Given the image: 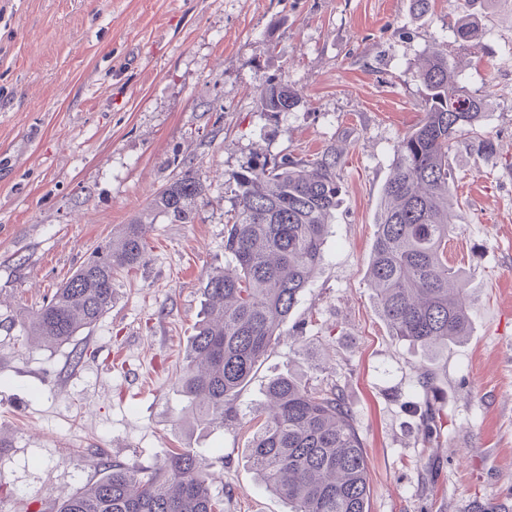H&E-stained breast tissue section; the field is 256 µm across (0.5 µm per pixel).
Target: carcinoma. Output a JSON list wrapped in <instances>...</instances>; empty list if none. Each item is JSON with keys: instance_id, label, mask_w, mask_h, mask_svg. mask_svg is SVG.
Segmentation results:
<instances>
[{"instance_id": "obj_1", "label": "carcinoma", "mask_w": 512, "mask_h": 512, "mask_svg": "<svg viewBox=\"0 0 512 512\" xmlns=\"http://www.w3.org/2000/svg\"><path fill=\"white\" fill-rule=\"evenodd\" d=\"M426 94L423 118L394 149L383 187L368 280L391 335L435 351L470 335L469 304L448 266V235L458 218L449 151L461 135L477 152L496 154L479 130L482 98L461 86L439 54L417 72ZM297 103L286 86L269 85L262 110ZM336 159L265 158L237 176L233 215L224 227L222 274H209L205 310L186 356L181 391L203 423L242 422L237 401L258 363L282 336L300 294L321 265L328 220L338 205ZM205 196L195 170L180 172L151 208L181 224ZM147 225L134 221L118 243L98 249L30 316L24 330L67 342L112 308L115 276L147 252ZM250 444L252 468L289 512H367V453L339 386L311 387L285 374L269 380ZM424 439L442 435L440 409L425 410ZM102 476L64 496L57 512H224L210 474L192 448L156 469L99 462Z\"/></svg>"}]
</instances>
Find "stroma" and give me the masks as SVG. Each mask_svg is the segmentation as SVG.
<instances>
[{
  "instance_id": "1",
  "label": "stroma",
  "mask_w": 512,
  "mask_h": 512,
  "mask_svg": "<svg viewBox=\"0 0 512 512\" xmlns=\"http://www.w3.org/2000/svg\"><path fill=\"white\" fill-rule=\"evenodd\" d=\"M477 43L455 40L461 17ZM447 54L484 102L494 156L450 155L472 332L428 352L391 336L367 282L397 141L423 117L416 77ZM300 101L266 112L262 91ZM337 155L339 205L324 261L242 390L339 385L370 468L368 512H470L512 503V0H0V512H52L96 480L100 457L160 466L195 449L224 512H288L248 460L253 431L197 422L180 379L203 281L224 269L239 173L272 157ZM206 186L193 223L151 210L181 171ZM148 224L144 261L118 274L95 326L48 344L22 323L125 224ZM87 351L75 363L78 351ZM436 378L414 394L422 369ZM441 408L424 442L416 404Z\"/></svg>"
}]
</instances>
